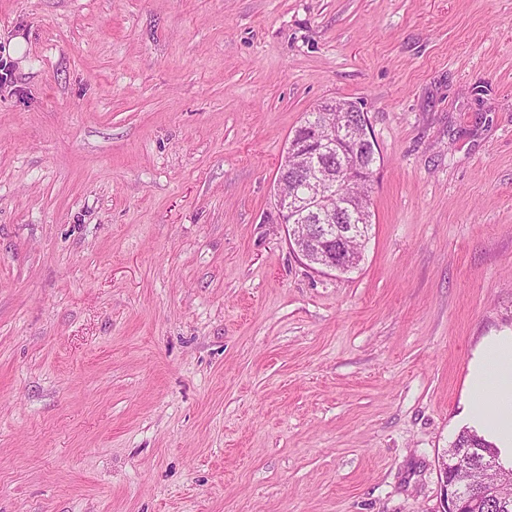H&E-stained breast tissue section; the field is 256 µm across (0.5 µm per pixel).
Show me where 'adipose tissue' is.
I'll return each mask as SVG.
<instances>
[{
	"label": "adipose tissue",
	"instance_id": "obj_1",
	"mask_svg": "<svg viewBox=\"0 0 512 512\" xmlns=\"http://www.w3.org/2000/svg\"><path fill=\"white\" fill-rule=\"evenodd\" d=\"M469 407L485 434L512 447V336L487 343L474 359Z\"/></svg>",
	"mask_w": 512,
	"mask_h": 512
}]
</instances>
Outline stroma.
Masks as SVG:
<instances>
[{
    "instance_id": "stroma-1",
    "label": "stroma",
    "mask_w": 512,
    "mask_h": 512,
    "mask_svg": "<svg viewBox=\"0 0 512 512\" xmlns=\"http://www.w3.org/2000/svg\"><path fill=\"white\" fill-rule=\"evenodd\" d=\"M0 512H440L512 335V0H0ZM367 113L352 272L288 241ZM336 105V121L337 122H350L349 116L353 113L352 118L357 122L355 116L357 111H351L345 107L342 109V105L333 102V106ZM364 113V112H362ZM358 121L362 133L360 136L351 138V130L346 124L341 125H330L327 127L328 130L322 126L319 131L314 134L311 138H307L303 129L296 132L293 137L289 140L288 147L286 149L283 161V168H288V160L304 174V178L301 184L297 187L295 196L291 199L288 195H285L281 191L280 183L277 181V201L279 206V214L282 219V224L288 226L289 238L292 248L300 255L309 266L314 269L337 271L343 273L344 270L349 267L359 265L362 260V256L348 255L345 253L343 248L344 235L349 231H355L354 229L338 230L335 224H359L363 225V232L361 235L363 239H354L350 244L353 248L360 249L362 251L363 244L367 239L369 229L371 227V199L369 194L370 184L365 183L363 185L356 184L354 186V192L362 197L363 206L362 211H350L344 212L343 216L340 217L337 212L351 207L357 209L356 202L350 197L346 190L337 185L336 182V220L335 224H328L325 218L315 212H310L303 218H299V223L288 224V219H284V215L288 214V204L291 200H298L304 207L305 210H319V204L315 198H313L308 191V180L314 176H321L326 173V168H316L313 163V155L320 152H331L336 149V145L340 143L348 146L353 152V162L350 170V176L352 179H365L367 178L365 173L359 168L358 157L363 151H373L374 141L369 131L368 120L366 114ZM298 224H310L313 232L306 234ZM342 243V245H338Z\"/></svg>"
}]
</instances>
